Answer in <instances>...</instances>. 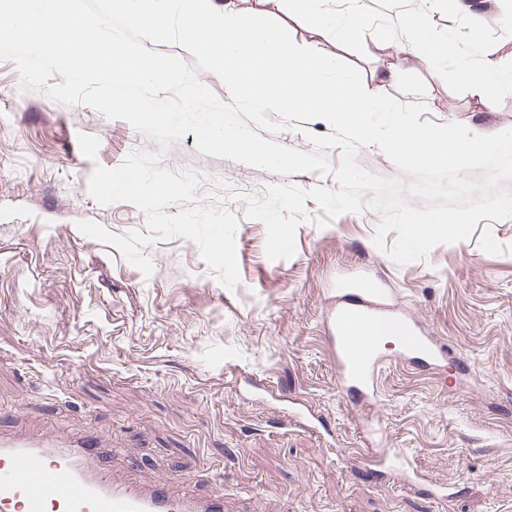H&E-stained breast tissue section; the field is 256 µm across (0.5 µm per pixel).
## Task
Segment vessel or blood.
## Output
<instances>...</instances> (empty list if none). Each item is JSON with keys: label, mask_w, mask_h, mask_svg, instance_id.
Returning <instances> with one entry per match:
<instances>
[{"label": "vessel or blood", "mask_w": 512, "mask_h": 512, "mask_svg": "<svg viewBox=\"0 0 512 512\" xmlns=\"http://www.w3.org/2000/svg\"><path fill=\"white\" fill-rule=\"evenodd\" d=\"M324 333L336 354L341 386L372 402L387 339L407 360L435 365L449 349L415 319L386 300L370 272L343 280ZM102 450L89 439L0 436V512H224V496H173L165 483L147 489L104 471Z\"/></svg>", "instance_id": "vessel-or-blood-1"}]
</instances>
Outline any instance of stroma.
Masks as SVG:
<instances>
[{
  "mask_svg": "<svg viewBox=\"0 0 512 512\" xmlns=\"http://www.w3.org/2000/svg\"><path fill=\"white\" fill-rule=\"evenodd\" d=\"M232 1L357 66L368 92L426 103L427 120L483 135L512 128V96L496 106L452 92L406 40L366 33L361 57L282 0ZM20 84L14 62L0 60V433L94 438L112 446L115 475L222 491L224 512H512V218L480 220L465 240L399 265L373 243L377 211L319 227L309 199L295 255L273 261L246 197L282 182L337 189L340 148L327 153L330 172L284 177L202 155L189 133L177 146L201 176L197 203L239 220L240 283L224 287L177 236L144 247L146 277L76 224L144 229L137 207L98 204L88 180L158 144ZM81 133L98 137L96 160L81 154ZM365 269L462 358L459 369L409 363L391 343L378 402L342 396L323 323L337 282ZM395 449L405 453L397 469L381 462ZM402 469L454 486L455 497L404 485Z\"/></svg>",
  "mask_w": 512,
  "mask_h": 512,
  "instance_id": "obj_1",
  "label": "stroma"
}]
</instances>
